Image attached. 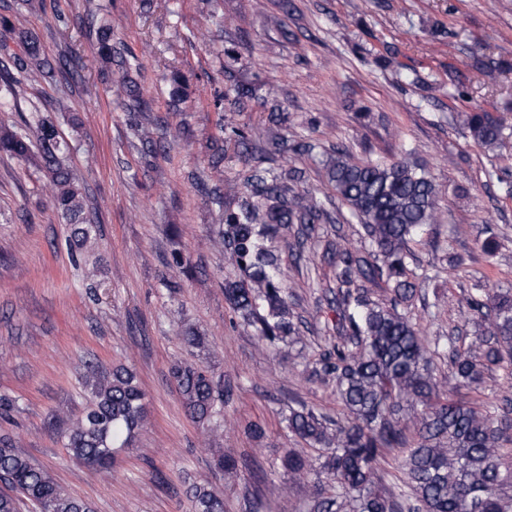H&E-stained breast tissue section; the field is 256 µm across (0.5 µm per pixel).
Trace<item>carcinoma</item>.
Wrapping results in <instances>:
<instances>
[{"mask_svg": "<svg viewBox=\"0 0 512 512\" xmlns=\"http://www.w3.org/2000/svg\"><path fill=\"white\" fill-rule=\"evenodd\" d=\"M101 63L112 67V28L94 31ZM75 69L73 57L52 64L42 55L38 36L21 27L16 14H0V109H13L20 119L0 122V153L27 162L49 183L54 207L70 225L67 244L74 265L93 250L98 228L79 179L64 164L72 142L59 136L55 116L30 99L28 89L38 80L52 81L61 70ZM128 112L139 111V87L125 73L115 88ZM273 127L266 153L310 152L309 142L291 141L281 133L282 113L271 112ZM473 140L490 148L508 149V118L490 112L466 113ZM219 137L212 164L224 160L221 136L247 140L242 126L219 119ZM328 182L362 224L371 250L359 255L341 243V235L326 241L336 257L338 287L334 292L340 320L339 335L325 350L314 373L336 383L345 413L333 418L304 404L292 408L288 429L308 447L320 451L318 488L306 512H512V495L502 492L512 477L502 470L501 448L512 440V418L496 423L486 411L457 403L439 393L430 349L416 325L399 307L414 300L417 288L407 258L410 244L424 226L438 218L442 189L425 171L403 159L389 163L359 162L341 151L325 160ZM304 174L295 168L276 174L258 161L244 185L226 182L214 192L224 197L246 188L249 200L224 216L214 230L215 241L229 252L243 274L224 284V298L258 337L278 345L293 341L288 293L282 285L278 258L259 242L260 235H288L296 245L312 237L316 225L332 222L328 211L307 192L295 190ZM385 283L389 305L370 300L371 288ZM477 319L480 353L448 339L445 356L457 389H479L484 373L504 361L512 366V288L478 285L466 299ZM183 405L194 419L220 426L224 418V387L201 366L172 367ZM88 399L73 418L66 435L69 456L97 469H107L115 449L129 447L144 422L143 394L132 370L118 366L109 372L92 369L85 376ZM411 421L417 442L401 464L400 487L379 489L378 457L382 448L405 445L403 424ZM282 466L293 475L308 471V460L288 453ZM23 494L39 512H91L90 506L56 483L52 475L19 452L12 440L0 437V512H17L15 493ZM187 493L195 512H224V497L193 481Z\"/></svg>", "mask_w": 512, "mask_h": 512, "instance_id": "carcinoma-1", "label": "carcinoma"}]
</instances>
